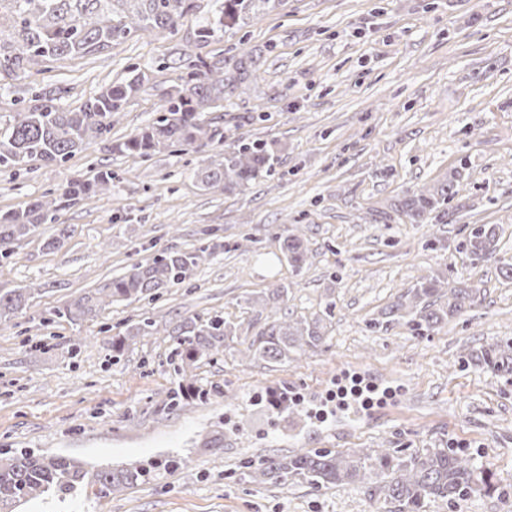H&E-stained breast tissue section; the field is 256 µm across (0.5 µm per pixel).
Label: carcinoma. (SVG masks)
<instances>
[{
    "instance_id": "1",
    "label": "carcinoma",
    "mask_w": 512,
    "mask_h": 512,
    "mask_svg": "<svg viewBox=\"0 0 512 512\" xmlns=\"http://www.w3.org/2000/svg\"><path fill=\"white\" fill-rule=\"evenodd\" d=\"M211 20L198 30L197 38L207 42L262 7L276 8L282 0H214ZM197 8L196 0H0V73L17 76L41 72L50 64L101 53L113 44L139 32L174 34L181 20ZM186 75L161 100L159 115L137 134L117 145L131 155L150 157L174 147L200 151L215 142L224 143V132L206 119L207 112L224 108L225 84L242 83L247 66L224 82V61L209 62L202 57L185 63ZM141 89L140 77L112 82L79 110H64L47 99L0 123V171H11L31 162L64 163L91 139L110 133L113 118L124 110L130 97ZM276 161L268 143L254 139L233 141L224 148L223 160L197 171L206 189L222 192L248 184L268 172ZM115 176L102 167L93 180L70 178L26 208L0 217V261L14 254L16 245L41 224H56L68 202L103 195ZM459 194L455 175L430 190L404 198L399 210L417 222L440 211ZM504 229L500 224H479L463 244L474 261L496 258ZM207 249L180 251L163 249L151 261L135 264L123 275L81 296L56 311V316L79 322L98 315L110 303L154 300L159 290L179 285L205 258ZM281 252L294 267L303 265L309 250L305 238L291 233L284 237ZM448 277L438 272L420 278L413 287L388 305L384 315L389 323L421 334L435 331L448 318L470 310L477 290L447 287ZM32 293L22 288L0 290V323L8 322L27 305ZM159 333L156 320L142 314L125 336L112 337V360L123 355L129 336ZM168 335L177 339L172 360L180 366L208 358L234 341L237 328L221 316L206 320L188 318L177 323ZM324 318L280 320L264 323L252 336L249 353L271 365H284L292 355L316 352L326 343ZM478 360L495 372L512 374V343L490 344L480 350ZM247 476L254 483L274 480L282 485L301 479L321 493L337 485L364 483L392 512H427L432 501L462 500L474 494L499 491L494 474L474 464L455 448H426L402 453L389 448H359L342 453L315 448L291 455L262 456L245 462ZM150 471L139 465L122 468L89 469L64 456L18 450L0 457V512H16L23 503L39 497L66 500L89 488L96 495L131 488L145 482Z\"/></svg>"
}]
</instances>
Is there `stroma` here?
Instances as JSON below:
<instances>
[{"instance_id": "35a3bbf8", "label": "stroma", "mask_w": 512, "mask_h": 512, "mask_svg": "<svg viewBox=\"0 0 512 512\" xmlns=\"http://www.w3.org/2000/svg\"><path fill=\"white\" fill-rule=\"evenodd\" d=\"M214 0H197L175 34L141 32L112 49L0 78V120L30 85L76 110L139 70L110 139L83 145L65 164L36 162L0 173V214L26 207L66 179L116 175L110 194L76 201L40 225L0 264V289L32 288L22 314L0 325V456L18 448L92 466L150 463L153 477L99 498L31 501L19 512H385L368 486L317 494L300 481L257 484L242 464L312 448L408 452L449 446L512 488V375L468 362L481 346L512 340V280L495 262L474 263L461 243L477 224H500L512 259V0H283L203 43L196 31ZM223 60L249 76L224 95L225 142L266 140L270 172L231 192L196 177L221 160L222 144L141 158L118 146L156 116L187 58ZM458 171L459 195L443 218L410 223L396 206ZM73 232L59 248L60 226ZM302 228L309 258L291 267L279 239ZM218 251L183 284L151 302L114 303L76 323L55 317L157 249ZM446 270L477 285V303L435 332L376 325L380 312L421 276ZM284 286L279 308L247 298ZM149 313L155 336L130 340L120 361L112 338ZM323 316L327 346L271 366L248 357L258 323ZM220 315L238 337L215 360L185 366L205 399L173 404L174 340L165 325ZM81 338L79 355L70 340ZM374 390L363 418L337 414L342 392ZM317 395L297 431L270 396ZM223 429L224 448L203 442ZM184 466L165 470L168 457Z\"/></svg>"}]
</instances>
